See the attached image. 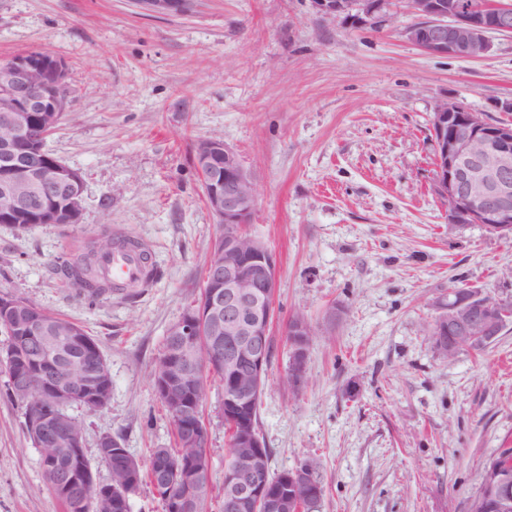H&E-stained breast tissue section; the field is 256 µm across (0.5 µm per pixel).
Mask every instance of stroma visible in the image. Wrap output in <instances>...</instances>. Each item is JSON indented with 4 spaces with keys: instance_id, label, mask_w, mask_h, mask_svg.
I'll list each match as a JSON object with an SVG mask.
<instances>
[{
    "instance_id": "stroma-1",
    "label": "stroma",
    "mask_w": 512,
    "mask_h": 512,
    "mask_svg": "<svg viewBox=\"0 0 512 512\" xmlns=\"http://www.w3.org/2000/svg\"><path fill=\"white\" fill-rule=\"evenodd\" d=\"M405 0L383 31L324 19L310 0H194L156 14L135 0H0V61L47 50L71 100L47 149L84 176L81 219L17 231L0 224V295L80 325L112 374L102 411L77 410L99 481L97 440L138 459L174 443L149 371L168 328L200 293L215 237L192 159L198 140L239 153L258 189L249 226L278 260L276 322L259 428L279 473L321 462L322 512H469L486 462L512 450V326L455 359L427 342L431 301L467 285L512 295V235L449 223L435 191L430 117L455 100L512 122V36L481 58L408 43ZM147 244L157 278L135 295L88 302L50 273L90 240ZM317 331L306 384L286 380L285 329ZM221 378L203 404L222 504L228 434ZM0 512H66L46 486L20 406L0 395Z\"/></svg>"
}]
</instances>
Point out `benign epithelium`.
Masks as SVG:
<instances>
[{
	"label": "benign epithelium",
	"mask_w": 512,
	"mask_h": 512,
	"mask_svg": "<svg viewBox=\"0 0 512 512\" xmlns=\"http://www.w3.org/2000/svg\"><path fill=\"white\" fill-rule=\"evenodd\" d=\"M148 10L178 13L188 0H139ZM315 11L333 21H349L357 28L383 30L393 18V0H311ZM417 22L402 35L412 45L436 56L480 58L492 49L490 34H512V0H497L490 9L472 0H407ZM65 65L56 56L24 53L0 61V222L12 224H77L82 211L83 178L34 143L36 124L53 125L67 111ZM434 165L436 190L459 228L478 224L501 234L512 232V123H492L483 114L454 100L434 109ZM192 156L204 187L208 207L217 220L212 256L205 269L207 292L197 297L173 323L168 335L176 348L175 362L156 380L159 397L183 428L187 448L205 446L203 434L191 422L196 400V376L224 369L238 372L237 414H228L235 443L246 449V465L228 473L225 507L262 508L264 512H301L294 496L284 491L268 494L260 481L265 460L264 442L243 408L258 402L269 379L266 337L275 316L277 261L267 243L247 231L257 201L252 172L238 152L219 138L200 140ZM511 307L512 298L486 299L478 288H455L432 301L438 326L448 333L437 352L453 357L463 343L485 346L502 332L498 307ZM343 310L327 309L319 329L334 332ZM0 328L12 344L0 349V367L7 371V395L25 407V429L54 475V488L69 498L73 512H83L81 490L91 487L108 510L132 512L139 482L130 475L118 496L112 482H100L88 465L84 432L67 414L78 404H109L106 388L111 377L100 350L71 331L42 319L14 296H0ZM288 363V380L299 390L306 377L308 348L305 332ZM179 478L188 495L168 491ZM154 490L162 512H188L189 499L202 492V480L193 455L171 464L159 459L153 471ZM306 482L314 487L309 503L321 499L320 485L303 471L284 478L293 488ZM486 508L512 512V482L501 475V465L490 463L483 473Z\"/></svg>",
	"instance_id": "7a95c632"
}]
</instances>
